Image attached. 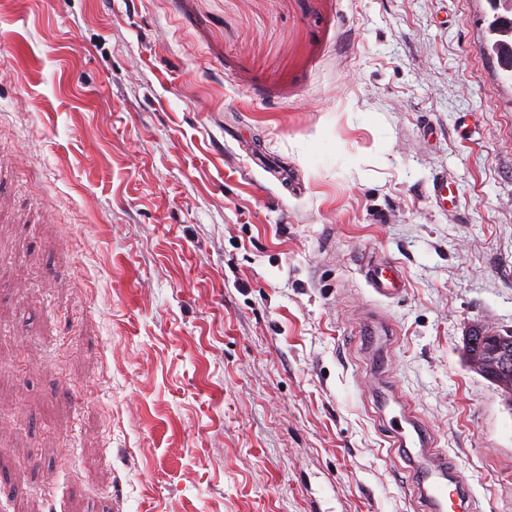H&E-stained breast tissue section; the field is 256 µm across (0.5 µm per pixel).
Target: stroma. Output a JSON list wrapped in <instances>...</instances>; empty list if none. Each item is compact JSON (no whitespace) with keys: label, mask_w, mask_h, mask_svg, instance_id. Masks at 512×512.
Wrapping results in <instances>:
<instances>
[{"label":"stroma","mask_w":512,"mask_h":512,"mask_svg":"<svg viewBox=\"0 0 512 512\" xmlns=\"http://www.w3.org/2000/svg\"><path fill=\"white\" fill-rule=\"evenodd\" d=\"M490 18L0 0V512H419L383 378L471 512H512V405L461 353L470 324L512 330ZM360 271L367 286L381 296L394 298L403 291L404 285L399 278L398 270L391 264L367 258L362 262ZM362 328L366 336L374 337L375 350L387 351L390 344L389 325L384 318L377 315L368 317Z\"/></svg>","instance_id":"1"}]
</instances>
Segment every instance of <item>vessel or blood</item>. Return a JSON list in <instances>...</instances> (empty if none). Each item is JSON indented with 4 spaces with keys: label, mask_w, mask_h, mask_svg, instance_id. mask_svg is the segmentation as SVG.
<instances>
[{
    "label": "vessel or blood",
    "mask_w": 512,
    "mask_h": 512,
    "mask_svg": "<svg viewBox=\"0 0 512 512\" xmlns=\"http://www.w3.org/2000/svg\"><path fill=\"white\" fill-rule=\"evenodd\" d=\"M361 274L370 288L384 297H397L403 288L395 266L377 259H366L360 266ZM366 335L372 336L376 350L387 351L389 325L380 316L366 318L363 324ZM398 421L407 422L410 430L395 438V448H411V487L424 506V512H444L448 502L466 496V479L456 462L448 454L437 449L428 430L418 418L400 409Z\"/></svg>",
    "instance_id": "vessel-or-blood-1"
}]
</instances>
